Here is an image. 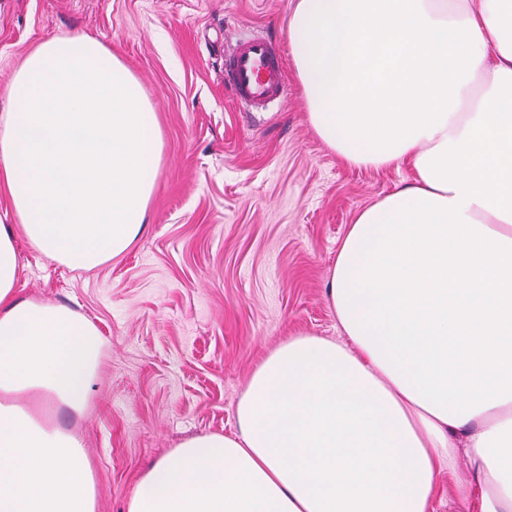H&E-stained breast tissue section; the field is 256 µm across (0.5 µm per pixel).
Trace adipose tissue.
<instances>
[{
  "label": "adipose tissue",
  "mask_w": 512,
  "mask_h": 512,
  "mask_svg": "<svg viewBox=\"0 0 512 512\" xmlns=\"http://www.w3.org/2000/svg\"><path fill=\"white\" fill-rule=\"evenodd\" d=\"M307 119L345 165H409L360 211L327 300L341 340L275 348L238 431L192 436L127 512H428L442 473L512 512V0H295ZM0 114V512H98L82 414L103 340L20 295L19 241L92 269L144 234L162 161L131 70L88 35L36 43ZM468 465L458 470V452Z\"/></svg>",
  "instance_id": "1"
}]
</instances>
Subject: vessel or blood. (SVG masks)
<instances>
[{
  "instance_id": "vessel-or-blood-1",
  "label": "vessel or blood",
  "mask_w": 512,
  "mask_h": 512,
  "mask_svg": "<svg viewBox=\"0 0 512 512\" xmlns=\"http://www.w3.org/2000/svg\"><path fill=\"white\" fill-rule=\"evenodd\" d=\"M224 80L243 105L263 109L284 102L288 83L281 45L266 37L237 42L224 56Z\"/></svg>"
}]
</instances>
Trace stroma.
<instances>
[{
	"mask_svg": "<svg viewBox=\"0 0 512 512\" xmlns=\"http://www.w3.org/2000/svg\"><path fill=\"white\" fill-rule=\"evenodd\" d=\"M294 0H0V113L37 42L88 34L136 75L158 116L163 157L150 224L92 271L22 245V295L68 306L103 338L80 435L99 512H126L142 472L181 440L237 430L252 373L298 334L338 338L327 301L356 214L411 177L352 168L306 119L296 74L270 117L224 85L226 39L288 40Z\"/></svg>",
	"mask_w": 512,
	"mask_h": 512,
	"instance_id": "obj_1",
	"label": "stroma"
}]
</instances>
